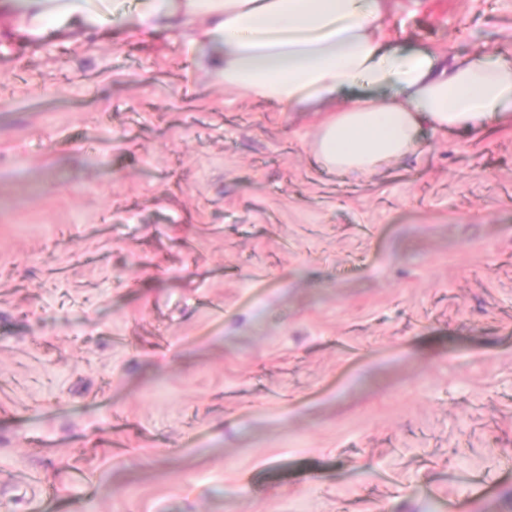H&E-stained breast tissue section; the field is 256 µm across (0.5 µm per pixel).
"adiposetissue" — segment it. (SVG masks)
Here are the masks:
<instances>
[{
    "instance_id": "ef3b65f1",
    "label": "adipose tissue",
    "mask_w": 512,
    "mask_h": 512,
    "mask_svg": "<svg viewBox=\"0 0 512 512\" xmlns=\"http://www.w3.org/2000/svg\"><path fill=\"white\" fill-rule=\"evenodd\" d=\"M130 2L26 0L19 29L89 32L107 13L137 33L178 28L225 88L325 113L314 152L339 172L368 176L417 155L428 133L512 120V52L404 46L384 30L385 0Z\"/></svg>"
}]
</instances>
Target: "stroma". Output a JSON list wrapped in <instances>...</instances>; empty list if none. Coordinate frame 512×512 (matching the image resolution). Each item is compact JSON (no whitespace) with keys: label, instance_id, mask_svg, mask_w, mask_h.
<instances>
[{"label":"stroma","instance_id":"1","mask_svg":"<svg viewBox=\"0 0 512 512\" xmlns=\"http://www.w3.org/2000/svg\"><path fill=\"white\" fill-rule=\"evenodd\" d=\"M0 9V512H512V123L369 177L165 30ZM448 55L512 0H386ZM136 288H128V281Z\"/></svg>","mask_w":512,"mask_h":512}]
</instances>
